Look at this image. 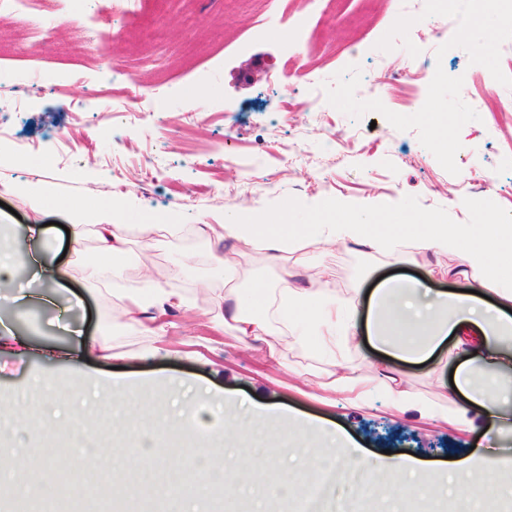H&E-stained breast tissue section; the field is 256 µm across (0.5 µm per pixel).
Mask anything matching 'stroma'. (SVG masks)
Returning <instances> with one entry per match:
<instances>
[{"instance_id": "stroma-1", "label": "stroma", "mask_w": 512, "mask_h": 512, "mask_svg": "<svg viewBox=\"0 0 512 512\" xmlns=\"http://www.w3.org/2000/svg\"><path fill=\"white\" fill-rule=\"evenodd\" d=\"M425 0H301L286 11L282 0H133L112 18L103 0H56L52 11L23 18L0 16V260L14 268L0 282V324L25 351L0 349V400L14 402L20 422L18 453L28 456L25 476L0 460V512H169L157 487H171L183 465V448L199 454L225 449L226 468L254 459L255 436H266L263 459L270 478L282 466L274 444L291 431L301 446L320 449L328 464L348 456L324 434L336 428L373 459L384 451L424 466L423 479L444 482L450 459L483 469L489 448L512 449V430L492 428L476 405L448 420L400 407V392L452 406L450 377L430 363L395 362L388 378L364 395L323 391L326 367L314 347L290 351L261 370V358L232 330L208 326L221 296L222 270L201 259L185 232L207 215L239 208L256 224H340L345 216L380 213L387 224H459L478 236L485 219L512 225V112L485 111L494 95L512 100V88L452 48L437 55L439 39L410 29L427 56H440L447 75L469 71L461 98L481 115L461 130L459 174L445 171L416 131H398L379 114L353 118L335 107L305 112L311 97L303 83L278 88L287 56L302 53L317 84L332 82L358 65V99L370 79L408 59L403 46L384 52L380 38L402 15L423 11ZM302 25L303 40L282 34ZM50 29L25 40L24 27ZM135 75L147 96L141 113L124 112L118 97L92 98L103 85L123 87ZM68 93L58 97L55 86ZM293 109L276 111L280 98ZM494 192H486L485 183ZM121 196L129 207L121 222L127 252L119 261L92 264L94 226L71 246L66 201ZM155 225L145 236L142 225ZM42 227L39 237L28 229ZM306 273L331 288L371 289L407 269L427 280L430 269L447 275L433 289H470L475 272L459 251L418 242L403 262L366 247L311 244ZM150 260L160 282L182 291L195 321L171 312L161 334L130 328L113 283L136 278ZM41 260L64 270L65 285L51 300L46 281L30 271ZM429 280V279H428ZM29 301H18V293ZM60 385L52 403L33 398L43 377ZM139 392L138 410L163 432L161 450L142 464L141 482L128 481L115 457L99 460V474L60 488L48 499L38 480L47 469L84 462L102 446L133 447L112 416V402ZM194 400L193 418L180 417ZM240 419L244 433L225 438L224 421ZM181 494L197 512H275L276 501L224 482L213 493L208 474Z\"/></svg>"}]
</instances>
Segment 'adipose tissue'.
<instances>
[{
  "instance_id": "obj_1",
  "label": "adipose tissue",
  "mask_w": 512,
  "mask_h": 512,
  "mask_svg": "<svg viewBox=\"0 0 512 512\" xmlns=\"http://www.w3.org/2000/svg\"><path fill=\"white\" fill-rule=\"evenodd\" d=\"M70 209L91 215L100 243L99 257L109 261L125 252L123 225L114 221L124 212L118 202L106 205L82 199L70 202ZM227 224H197L193 235L200 240L236 241L240 249L267 252L283 260L289 245L301 235L281 224H249L242 212L230 215ZM381 218L369 213L364 224L344 222L318 225L316 240L329 246L336 242L366 241L371 249L398 257L407 251L411 239L419 237V225H405L398 237L379 232ZM431 242L446 251L463 252L468 264L478 269L477 293L444 292L422 300L417 281L389 278L374 288L370 297L361 289L345 294L335 289L310 284L304 288L253 287L255 308L243 305L236 284L243 274L237 258L218 255L224 272V308L218 318L224 327L252 343L263 358L281 360L289 348L316 342L319 352L332 369L323 389L355 393L367 388L369 380L348 359L350 351L363 344L379 353L382 362L393 360L423 362L437 358L445 362L449 353L461 355L454 372L456 391L468 402L496 417L499 425L512 427V410L505 408L499 384L512 371V291L498 294L496 303L484 300L497 281V257L512 256V225H483L479 240H470L457 224H433ZM124 313L129 324L142 325L151 315V331L162 328L170 310L189 309L186 297L164 287L153 275L140 273L133 284L122 288ZM373 488L388 485L401 499L414 497L417 472L404 460L375 461L361 454L351 456ZM498 492L485 484L481 475L457 467L451 473L450 496L473 504H482Z\"/></svg>"
}]
</instances>
